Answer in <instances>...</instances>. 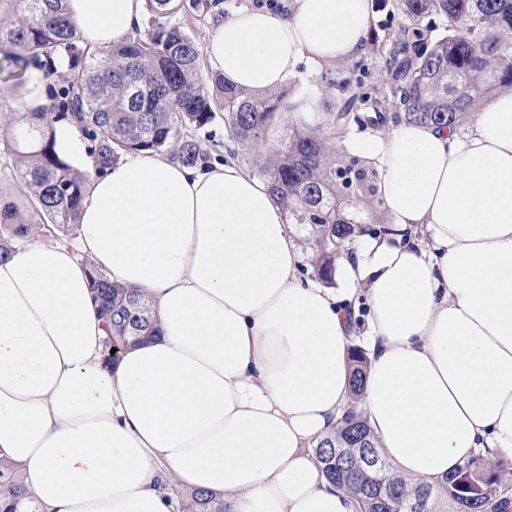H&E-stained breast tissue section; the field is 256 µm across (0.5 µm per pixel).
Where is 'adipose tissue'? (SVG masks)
<instances>
[{
  "instance_id": "1",
  "label": "adipose tissue",
  "mask_w": 512,
  "mask_h": 512,
  "mask_svg": "<svg viewBox=\"0 0 512 512\" xmlns=\"http://www.w3.org/2000/svg\"><path fill=\"white\" fill-rule=\"evenodd\" d=\"M143 2L66 0L93 50L139 26ZM372 9L246 7L204 52L226 83L262 93L299 64L360 57ZM353 145L391 226L355 239L338 289L299 275L283 212L238 166L141 153L98 175L85 161L76 243L35 234L0 261V459L37 512H180L178 488L221 494L226 512H356L313 450L348 404L356 337L361 407L400 474L435 483L478 454L512 457V93L463 134L403 123ZM85 254L155 303L159 335L113 366ZM366 353L358 347H352L349 355L350 387L353 395L356 397L360 394L365 381Z\"/></svg>"
}]
</instances>
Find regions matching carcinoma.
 Listing matches in <instances>:
<instances>
[{
    "instance_id": "cac0c4a2",
    "label": "carcinoma",
    "mask_w": 512,
    "mask_h": 512,
    "mask_svg": "<svg viewBox=\"0 0 512 512\" xmlns=\"http://www.w3.org/2000/svg\"><path fill=\"white\" fill-rule=\"evenodd\" d=\"M151 25L144 34L94 51L81 44L66 0H0V48L21 65L30 57L67 61L61 91L64 112H23L4 140L22 183L12 197L0 194V261L19 241L41 232L70 240L88 193L86 172L57 151L56 124L78 129L92 142L95 171L104 174L122 158L166 153L192 168L204 159L192 137L220 111L232 136L256 155L258 173L299 232L314 276L335 284L336 260L356 236L389 231L381 209L380 179L368 158L347 151L341 139L355 128L379 134L389 125L434 124L460 129L494 95L512 91V0H392L396 27L367 35L370 58L385 65L383 87L362 81L337 84L335 104L315 126L294 122L283 93L253 95L200 68L201 51L172 17L176 0H147ZM442 29L431 38L430 29ZM398 111L388 112L389 102ZM92 298L105 323L104 358L113 363L128 347L157 332L147 294L112 282L90 260ZM116 353H111L112 348ZM350 387L360 394L367 355L351 348ZM322 473L357 499L359 512H501L509 479L497 462L478 456L447 478L444 492L413 483L394 471L377 447L368 421L351 405L333 434L321 439ZM0 494L23 499L16 468L0 461ZM185 512H224L207 492L182 494Z\"/></svg>"
}]
</instances>
